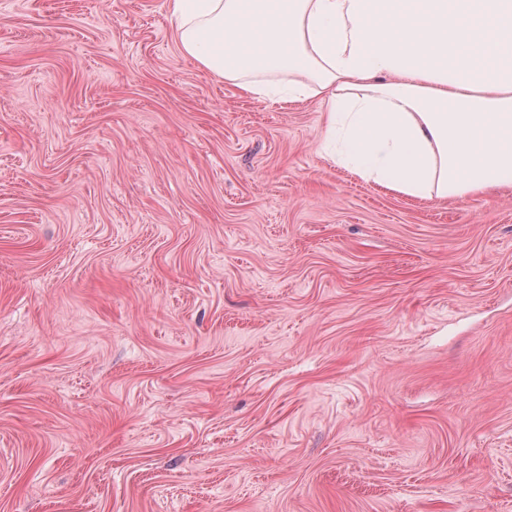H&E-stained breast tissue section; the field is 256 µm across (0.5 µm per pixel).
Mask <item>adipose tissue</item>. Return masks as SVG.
I'll use <instances>...</instances> for the list:
<instances>
[{
    "label": "adipose tissue",
    "instance_id": "obj_1",
    "mask_svg": "<svg viewBox=\"0 0 512 512\" xmlns=\"http://www.w3.org/2000/svg\"><path fill=\"white\" fill-rule=\"evenodd\" d=\"M182 53L319 97L334 158L415 199L512 186V0H167Z\"/></svg>",
    "mask_w": 512,
    "mask_h": 512
}]
</instances>
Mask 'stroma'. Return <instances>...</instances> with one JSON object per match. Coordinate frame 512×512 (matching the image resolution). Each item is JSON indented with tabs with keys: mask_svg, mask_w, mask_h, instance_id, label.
Here are the masks:
<instances>
[{
	"mask_svg": "<svg viewBox=\"0 0 512 512\" xmlns=\"http://www.w3.org/2000/svg\"><path fill=\"white\" fill-rule=\"evenodd\" d=\"M324 133L167 0H0V512H512V187Z\"/></svg>",
	"mask_w": 512,
	"mask_h": 512,
	"instance_id": "1",
	"label": "stroma"
}]
</instances>
